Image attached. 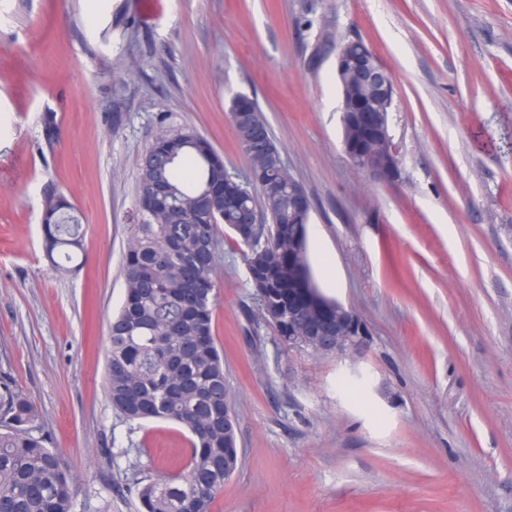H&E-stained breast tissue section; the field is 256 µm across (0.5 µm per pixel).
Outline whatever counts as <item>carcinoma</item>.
I'll list each match as a JSON object with an SVG mask.
<instances>
[{
	"mask_svg": "<svg viewBox=\"0 0 512 512\" xmlns=\"http://www.w3.org/2000/svg\"><path fill=\"white\" fill-rule=\"evenodd\" d=\"M349 57L376 68L379 58L362 41ZM341 94L376 101L348 61L336 68ZM238 113L239 146L257 180L233 203L199 209L198 202L224 183V159L194 129L162 130L143 159L135 201L156 183L165 196L153 210L134 208L123 257V303L109 328L105 387L112 409L129 423L167 421L189 434V463L176 478L148 480L138 491V512H208L237 462L230 422L231 393L214 337L215 260L222 244L244 248L249 281L261 312L257 322L288 338V270L279 253L295 245L303 224L291 204L292 184L257 102L231 99ZM342 141L359 153L389 155L385 126L378 144L364 142L353 124H341ZM76 208L63 193L42 202L44 251L73 260L84 233ZM264 220L253 223L255 217ZM37 406L0 382V512H75V485L66 464L35 435Z\"/></svg>",
	"mask_w": 512,
	"mask_h": 512,
	"instance_id": "1",
	"label": "carcinoma"
}]
</instances>
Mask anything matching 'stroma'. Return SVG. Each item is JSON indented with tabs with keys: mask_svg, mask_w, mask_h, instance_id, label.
<instances>
[{
	"mask_svg": "<svg viewBox=\"0 0 512 512\" xmlns=\"http://www.w3.org/2000/svg\"><path fill=\"white\" fill-rule=\"evenodd\" d=\"M391 71L398 166L341 143L336 48ZM257 99L364 321L337 359L257 326L242 252L215 271L214 336L241 462L210 512H512V0H0V378L40 411L76 512H135L187 433L130 424L104 388L139 163L190 127L246 175L232 97ZM84 245L43 249L45 195Z\"/></svg>",
	"mask_w": 512,
	"mask_h": 512,
	"instance_id": "1",
	"label": "stroma"
}]
</instances>
